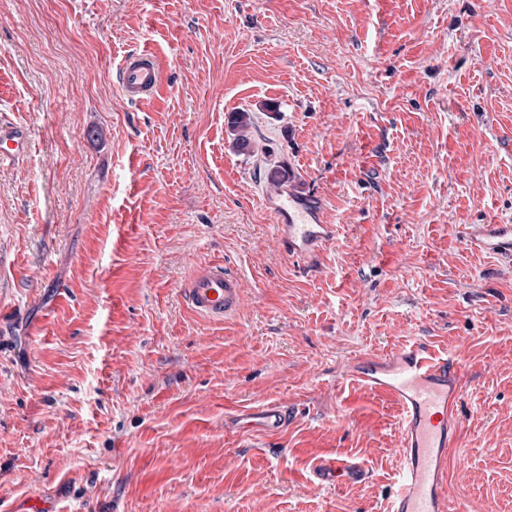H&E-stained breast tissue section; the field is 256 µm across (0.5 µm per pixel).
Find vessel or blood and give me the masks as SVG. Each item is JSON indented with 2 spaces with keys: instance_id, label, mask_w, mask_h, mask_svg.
Segmentation results:
<instances>
[{
  "instance_id": "b4317fda",
  "label": "vessel or blood",
  "mask_w": 512,
  "mask_h": 512,
  "mask_svg": "<svg viewBox=\"0 0 512 512\" xmlns=\"http://www.w3.org/2000/svg\"><path fill=\"white\" fill-rule=\"evenodd\" d=\"M119 89L139 104L155 100L163 86V70L148 50L128 55L117 71ZM29 133L21 126L0 125V162L23 156ZM264 203L277 221L280 249L292 259L313 262L335 236L317 197L280 185ZM468 246L512 260V224H473ZM188 307L214 321L236 317L245 305L242 283L229 267L212 266L197 272L183 290ZM346 376L363 389L390 398L399 407L397 488L387 512H460L448 495V453L460 445L457 406L463 395L457 359L440 357L416 343L390 360L359 356L350 359ZM293 411L286 403L264 401L224 421L226 431L274 435L287 429ZM364 466L352 459L332 457L319 462L312 483L318 488L364 480Z\"/></svg>"
}]
</instances>
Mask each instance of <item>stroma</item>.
<instances>
[{
  "label": "stroma",
  "instance_id": "1",
  "mask_svg": "<svg viewBox=\"0 0 512 512\" xmlns=\"http://www.w3.org/2000/svg\"><path fill=\"white\" fill-rule=\"evenodd\" d=\"M151 48L167 94L127 102ZM249 112L252 148L229 117ZM0 512H383L399 411L345 363L418 342L465 382L448 490L512 512V0H0ZM337 238L297 266L271 166ZM228 264L236 318L182 290ZM278 399L273 437L224 417ZM370 479L316 489L317 460ZM163 70L157 56L148 50L128 55L117 71L119 89L126 99L139 104L155 100L163 86ZM29 146V133L21 126L0 125V162L23 156ZM465 242L503 260H512V224H472L466 232Z\"/></svg>",
  "mask_w": 512,
  "mask_h": 512
}]
</instances>
